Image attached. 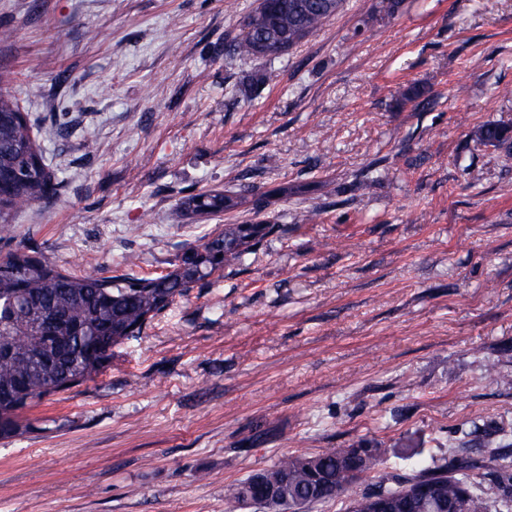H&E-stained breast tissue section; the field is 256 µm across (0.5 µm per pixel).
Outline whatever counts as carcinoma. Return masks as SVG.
<instances>
[{"instance_id": "1", "label": "carcinoma", "mask_w": 512, "mask_h": 512, "mask_svg": "<svg viewBox=\"0 0 512 512\" xmlns=\"http://www.w3.org/2000/svg\"><path fill=\"white\" fill-rule=\"evenodd\" d=\"M345 0H257L243 35L230 43L231 57L276 58L320 31ZM403 0H378L375 20L398 14ZM0 72V224L24 206L41 204L59 190L45 163L29 114L4 85ZM480 142L500 151L512 167V126L489 123ZM241 196L205 190L182 200L185 216L219 215L235 210ZM279 224H226L224 231L187 249L174 268L154 278L77 276L48 251L25 247L6 254L0 268V437L19 428L21 413L35 401L68 391L99 375L112 346L140 333L176 298L223 265L239 263ZM387 449L363 440L353 448H334L314 456H290L265 470V482L286 481L291 503L300 508L338 498L384 460ZM432 477L441 506L430 512H512V461L494 463L455 455L439 466H425L406 481ZM497 485L491 501L482 480Z\"/></svg>"}]
</instances>
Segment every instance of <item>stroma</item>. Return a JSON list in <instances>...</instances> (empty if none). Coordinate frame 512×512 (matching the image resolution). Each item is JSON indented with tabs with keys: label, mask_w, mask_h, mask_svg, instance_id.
<instances>
[{
	"label": "stroma",
	"mask_w": 512,
	"mask_h": 512,
	"mask_svg": "<svg viewBox=\"0 0 512 512\" xmlns=\"http://www.w3.org/2000/svg\"><path fill=\"white\" fill-rule=\"evenodd\" d=\"M376 2L268 60L224 53L256 0H0V66L61 182L0 256L156 276L224 225L284 227L22 414L0 512H259L232 493L284 456L381 444L359 494L512 433V168L477 139L512 125V0H404L362 32ZM414 84L427 102L397 106ZM244 187L261 213L179 210Z\"/></svg>",
	"instance_id": "1"
}]
</instances>
